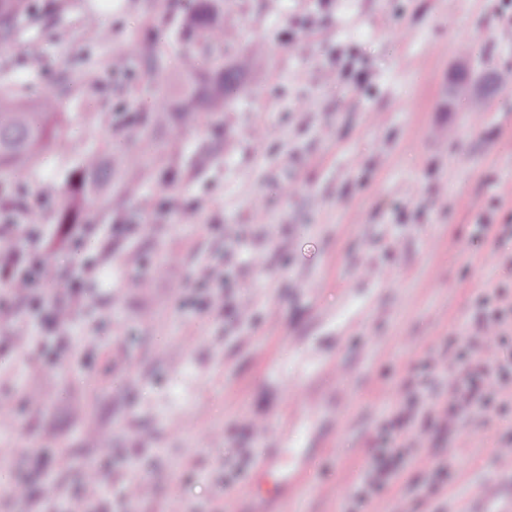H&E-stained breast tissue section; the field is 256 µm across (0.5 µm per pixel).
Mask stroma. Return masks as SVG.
I'll return each mask as SVG.
<instances>
[{
    "label": "stroma",
    "mask_w": 512,
    "mask_h": 512,
    "mask_svg": "<svg viewBox=\"0 0 512 512\" xmlns=\"http://www.w3.org/2000/svg\"><path fill=\"white\" fill-rule=\"evenodd\" d=\"M41 2L0 40V91L57 96L75 135L38 151L17 205L52 234L87 154L125 205L93 194L94 237L37 248L61 274L21 302L41 353L0 317V512H66L91 463L107 488L87 512H249L281 438L268 484L300 476L284 512H363L381 429L414 408L410 367L512 306V82L494 79L512 0H224L241 91L161 126L152 112L187 92L190 0ZM204 267L223 280L201 284ZM74 291L83 307L54 325ZM510 437L512 411L430 428L434 464L405 460L376 512H508L493 458Z\"/></svg>",
    "instance_id": "obj_1"
}]
</instances>
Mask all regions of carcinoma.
<instances>
[{
  "label": "carcinoma",
  "instance_id": "obj_1",
  "mask_svg": "<svg viewBox=\"0 0 512 512\" xmlns=\"http://www.w3.org/2000/svg\"><path fill=\"white\" fill-rule=\"evenodd\" d=\"M33 16V8L25 4V0H0V38L9 37L19 20ZM220 16L219 0H194L193 10L186 20L187 32L204 40L208 56L218 50L214 42L218 41L216 32L223 30ZM181 64L191 90L175 105L161 108L154 117L156 124L167 123L172 112L194 111L202 95L207 97L211 108L218 111L224 106V100L236 92L237 74L234 70L204 72L200 59L191 53L182 58ZM56 115L53 98H45L38 106L29 107L9 96L0 97V187L26 172L44 138L51 135L56 143L71 140L66 127L49 128V120ZM111 177V172L98 156L88 155L81 160L69 182L66 200L56 212L58 240H64L72 226L89 223L87 194L95 186L107 185ZM21 216L23 212L10 197L0 193V224H16Z\"/></svg>",
  "mask_w": 512,
  "mask_h": 512
}]
</instances>
